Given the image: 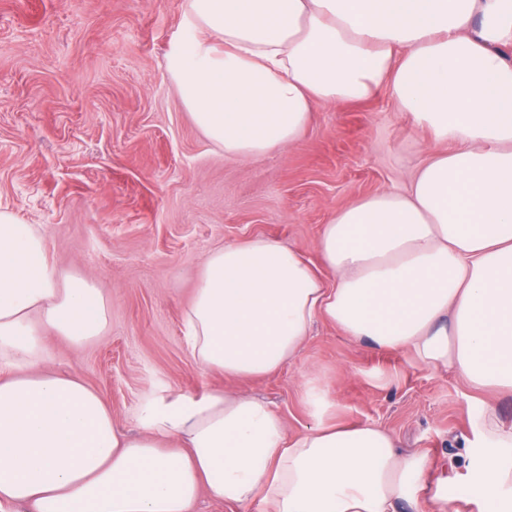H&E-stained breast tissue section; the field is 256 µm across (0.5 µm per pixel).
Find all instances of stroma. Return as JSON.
<instances>
[{
    "label": "stroma",
    "instance_id": "35a3bbf8",
    "mask_svg": "<svg viewBox=\"0 0 512 512\" xmlns=\"http://www.w3.org/2000/svg\"><path fill=\"white\" fill-rule=\"evenodd\" d=\"M188 4L0 0V204L37 225L62 271L92 279L111 307L105 336L82 349L48 336L51 367L79 373L131 433L155 391L225 389L268 401L294 436L313 423L303 397L311 376L337 401V422L378 423L401 451L429 455L433 479L466 486L474 415L489 403L512 422V395L353 343L323 319L288 366L258 379L201 370L186 348L183 315L211 251L265 237L314 258L337 210L407 189L447 148L383 89L318 108L297 146L225 159L167 66L199 36Z\"/></svg>",
    "mask_w": 512,
    "mask_h": 512
}]
</instances>
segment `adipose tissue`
I'll use <instances>...</instances> for the list:
<instances>
[{
	"instance_id": "ef3b65f1",
	"label": "adipose tissue",
	"mask_w": 512,
	"mask_h": 512,
	"mask_svg": "<svg viewBox=\"0 0 512 512\" xmlns=\"http://www.w3.org/2000/svg\"><path fill=\"white\" fill-rule=\"evenodd\" d=\"M200 31L169 70L196 126L230 160L294 146L322 105L388 89L453 149L406 191L360 197L324 224L316 261L255 238L210 252L184 313L198 365L230 377L293 361L316 319L355 343L411 352L475 390L512 394V0H190ZM110 307L66 276L45 235L0 206V512H512V423L477 414L468 489L428 479L382 425H338L304 383L313 424L288 436L264 400L159 391L122 432L102 394L49 367L45 331L74 348Z\"/></svg>"
}]
</instances>
